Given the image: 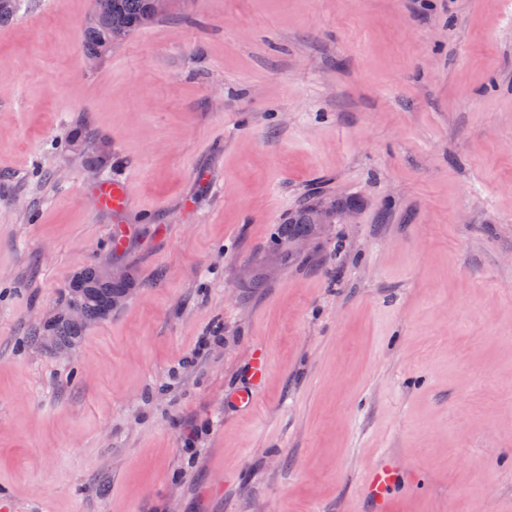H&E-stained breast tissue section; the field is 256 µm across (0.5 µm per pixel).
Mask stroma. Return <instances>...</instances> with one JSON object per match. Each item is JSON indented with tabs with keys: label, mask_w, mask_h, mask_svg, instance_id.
I'll return each instance as SVG.
<instances>
[{
	"label": "stroma",
	"mask_w": 512,
	"mask_h": 512,
	"mask_svg": "<svg viewBox=\"0 0 512 512\" xmlns=\"http://www.w3.org/2000/svg\"><path fill=\"white\" fill-rule=\"evenodd\" d=\"M88 11L0 24V501L372 512L390 463L391 512H512V0H177L93 66ZM313 192L363 205L271 255ZM88 263L138 287L49 352ZM90 195L97 209L114 216L122 214L129 200L127 187L119 182H101L91 187ZM400 472L393 465H383L374 469L364 486L365 494L373 501L374 512H389L388 488L400 481Z\"/></svg>",
	"instance_id": "stroma-1"
}]
</instances>
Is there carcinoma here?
I'll use <instances>...</instances> for the list:
<instances>
[{"mask_svg": "<svg viewBox=\"0 0 512 512\" xmlns=\"http://www.w3.org/2000/svg\"><path fill=\"white\" fill-rule=\"evenodd\" d=\"M93 14L83 28L82 51L88 56L100 57L112 46L126 41L135 33L161 19L153 11L152 0H90ZM327 204L333 208L356 207L359 199H330L320 193L308 198L279 225L271 241L272 250L290 259L288 241L315 235L314 206ZM100 266L89 264L72 277L65 291L64 302L47 321L34 329L37 337L49 336V350L65 353L75 347L84 336L88 325L112 316L113 295L125 291L132 293L137 284L134 278L125 281L104 280ZM71 305L81 310V317L74 319L67 313Z\"/></svg>", "mask_w": 512, "mask_h": 512, "instance_id": "cac0c4a2", "label": "carcinoma"}]
</instances>
